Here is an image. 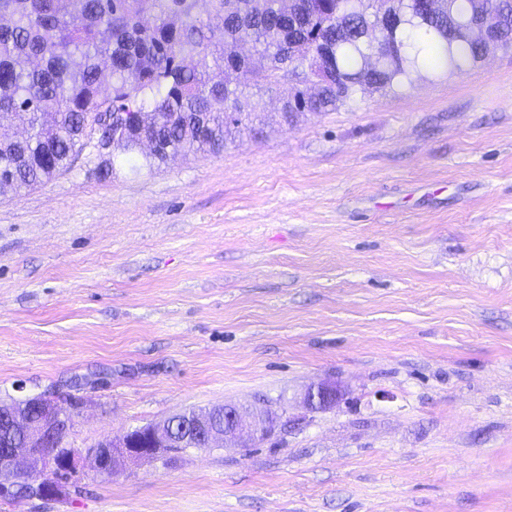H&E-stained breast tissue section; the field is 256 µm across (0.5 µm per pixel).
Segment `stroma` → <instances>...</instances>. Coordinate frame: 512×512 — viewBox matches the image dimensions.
<instances>
[{"instance_id":"35a3bbf8","label":"stroma","mask_w":512,"mask_h":512,"mask_svg":"<svg viewBox=\"0 0 512 512\" xmlns=\"http://www.w3.org/2000/svg\"><path fill=\"white\" fill-rule=\"evenodd\" d=\"M291 86L224 153L0 195V401L79 399L69 448L282 427L0 512H512V50L287 124ZM336 401V390L330 385L310 388L304 397L305 405L312 409H323Z\"/></svg>"}]
</instances>
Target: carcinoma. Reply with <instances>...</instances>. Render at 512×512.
<instances>
[{"mask_svg": "<svg viewBox=\"0 0 512 512\" xmlns=\"http://www.w3.org/2000/svg\"><path fill=\"white\" fill-rule=\"evenodd\" d=\"M207 5L198 12V2ZM347 0H0V120L25 129L0 139V195L43 185L94 156L87 129L124 117L101 174L137 173L184 151L217 154L259 120L255 96L294 82L282 117L329 112L367 86L394 91L417 78L465 71L482 59L471 24L496 18L512 41V0H446L411 11L382 38ZM250 41L267 67L235 51ZM146 133L156 147L132 148Z\"/></svg>", "mask_w": 512, "mask_h": 512, "instance_id": "carcinoma-1", "label": "carcinoma"}]
</instances>
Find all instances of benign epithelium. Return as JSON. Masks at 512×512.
Listing matches in <instances>:
<instances>
[{
    "label": "benign epithelium",
    "mask_w": 512,
    "mask_h": 512,
    "mask_svg": "<svg viewBox=\"0 0 512 512\" xmlns=\"http://www.w3.org/2000/svg\"><path fill=\"white\" fill-rule=\"evenodd\" d=\"M427 9L430 0H394L389 11L371 16L380 32L390 29L394 18L412 5ZM476 32L484 43V52L503 48V40L490 20H482ZM93 151L104 153L112 147V115L103 116L92 135ZM336 401V390L319 385L307 391L305 405L323 409ZM280 420L270 405L243 409L220 406L194 413L191 433L180 435L177 420L150 423L126 432L117 440H103L90 448H71L65 455L47 453L45 448L58 443L63 433L74 427L73 411L48 395L25 396L0 403V426L12 437L0 448V497L17 498L14 487L22 480L31 483V498L52 499L83 475L84 462H92L101 476H112L130 463L155 459L176 448L198 443L200 448L247 447L272 436Z\"/></svg>",
    "instance_id": "benign-epithelium-1"
}]
</instances>
